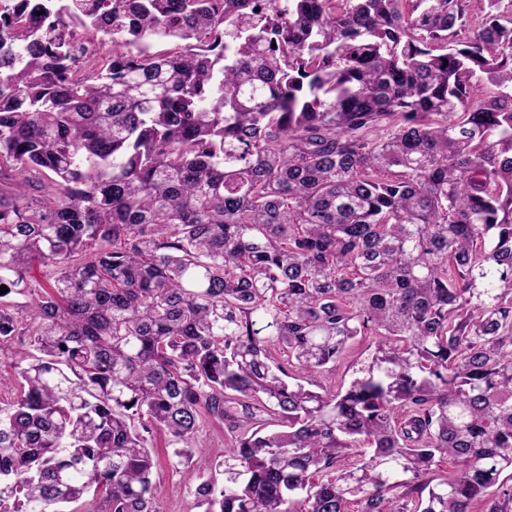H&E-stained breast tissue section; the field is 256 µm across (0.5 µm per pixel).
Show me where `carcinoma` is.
Returning <instances> with one entry per match:
<instances>
[{
	"mask_svg": "<svg viewBox=\"0 0 512 512\" xmlns=\"http://www.w3.org/2000/svg\"><path fill=\"white\" fill-rule=\"evenodd\" d=\"M470 2L0 0V512H160L156 429L207 512H512V3ZM370 343L369 338L366 337L359 345L355 346L352 351L346 356L345 360L340 363L336 371L322 380L328 389H337L340 385L347 384L350 379L351 365L359 359L361 353L365 351L367 345ZM350 368V369H349ZM227 443H229V440L224 435V429L215 424L206 425L197 437L198 447L202 448L214 464L217 465L215 470H213V479L216 487L224 485V465L218 467V464L224 462V448H227Z\"/></svg>",
	"mask_w": 512,
	"mask_h": 512,
	"instance_id": "obj_1",
	"label": "carcinoma"
}]
</instances>
